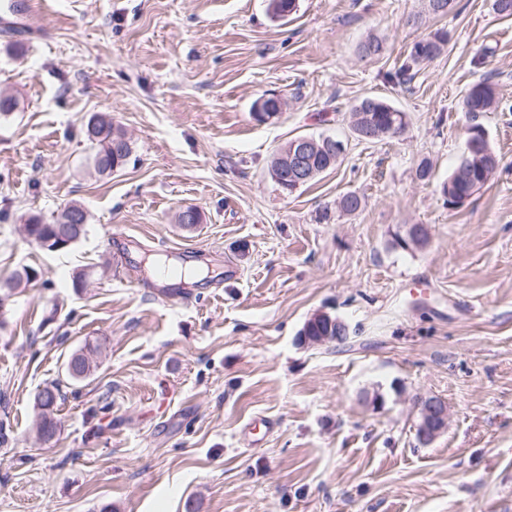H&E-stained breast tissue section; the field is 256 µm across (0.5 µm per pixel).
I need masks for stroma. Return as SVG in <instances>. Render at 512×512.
Instances as JSON below:
<instances>
[{
  "instance_id": "1",
  "label": "stroma",
  "mask_w": 512,
  "mask_h": 512,
  "mask_svg": "<svg viewBox=\"0 0 512 512\" xmlns=\"http://www.w3.org/2000/svg\"><path fill=\"white\" fill-rule=\"evenodd\" d=\"M492 3L438 17L424 0H299L279 20L268 0H44L37 26L0 23V95L18 102L0 119V275L36 273L0 321V512H512V18ZM441 28L437 58L387 81ZM369 35L384 50L363 58ZM486 77L500 104L478 121L499 167L452 208L463 93ZM269 92L285 105L261 123ZM364 96L406 112L405 131L358 140ZM101 112L132 144L106 177L85 170ZM319 134L343 158L282 192L273 155ZM350 192L362 206L346 214ZM73 201L85 238L28 242L25 219ZM184 206L200 224H177ZM411 224L425 246L405 245ZM150 254L199 275L159 298ZM320 311L349 343H299ZM88 339L97 366L71 381ZM50 382L60 429L42 442ZM428 396L448 429L424 444ZM255 417L268 426L246 436ZM59 383L52 382L42 387L35 396V405L38 409L36 430L38 437L48 436L52 439L58 430V419L55 412L58 411L62 400ZM52 431L53 434H50Z\"/></svg>"
}]
</instances>
